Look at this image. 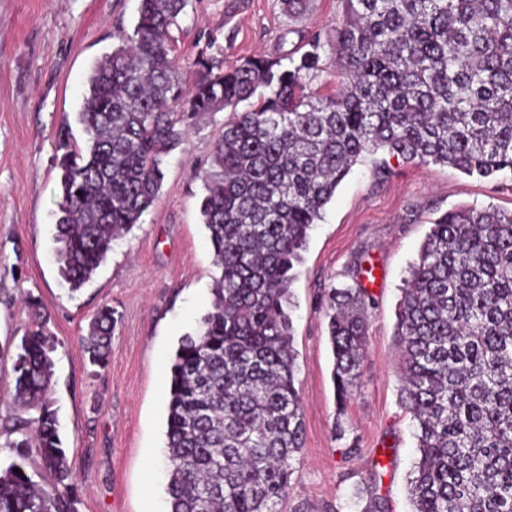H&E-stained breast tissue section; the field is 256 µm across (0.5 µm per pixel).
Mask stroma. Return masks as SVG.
I'll list each match as a JSON object with an SVG mask.
<instances>
[{
    "label": "stroma",
    "mask_w": 512,
    "mask_h": 512,
    "mask_svg": "<svg viewBox=\"0 0 512 512\" xmlns=\"http://www.w3.org/2000/svg\"><path fill=\"white\" fill-rule=\"evenodd\" d=\"M140 0H0V345L31 324L38 298L58 339L52 399L76 479L79 512H168L166 392L170 362L209 309L219 271L200 215L201 174L231 116L197 118L164 160L155 204L116 242L79 291L55 256L60 197L58 136H88L77 120L94 63L131 35ZM342 0H310L289 20L282 0H188L171 32L182 69L208 49L218 63L299 57L320 34V94L340 89L332 46ZM512 210V171L492 178L450 166L376 155L358 163L310 232L291 285L293 345L305 445L282 512H361L355 489L411 512V416L399 402L394 341L403 281L432 222L454 208ZM375 279L366 355L356 388L338 407L321 295ZM116 311L112 358L93 370L82 339L103 305Z\"/></svg>",
    "instance_id": "35a3bbf8"
}]
</instances>
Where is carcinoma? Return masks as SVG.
Segmentation results:
<instances>
[{
	"mask_svg": "<svg viewBox=\"0 0 512 512\" xmlns=\"http://www.w3.org/2000/svg\"><path fill=\"white\" fill-rule=\"evenodd\" d=\"M343 3V90L316 96L320 35L287 66L254 57L224 69L203 49L186 74L170 36L186 0H141L133 34L88 77L86 149L59 135L55 253L76 292L153 206L191 121L234 110L200 204L220 274L170 365L169 512H279L288 497L305 443L290 287L354 165L382 151L467 175L512 170V0ZM369 301L350 287L323 299L341 407L364 360ZM27 304L33 326L14 345L12 404L0 413V512H78L50 397L57 340L41 303ZM116 323L110 305L92 316L90 365L110 363ZM394 336L417 440L411 512H512V210L459 207L432 224Z\"/></svg>",
	"mask_w": 512,
	"mask_h": 512,
	"instance_id": "cac0c4a2",
	"label": "carcinoma"
}]
</instances>
